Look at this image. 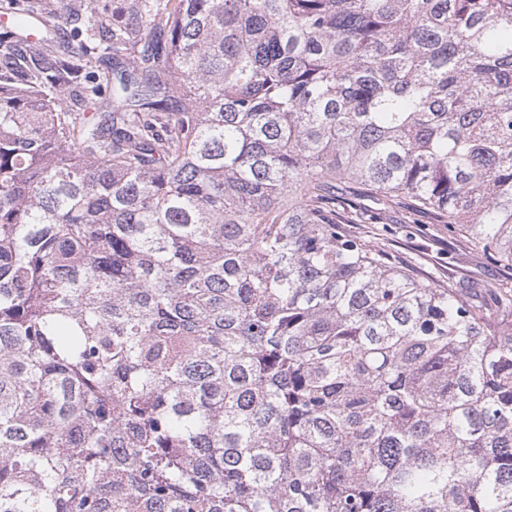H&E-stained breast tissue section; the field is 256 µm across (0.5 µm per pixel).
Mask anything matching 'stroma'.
<instances>
[{
	"instance_id": "stroma-1",
	"label": "stroma",
	"mask_w": 512,
	"mask_h": 512,
	"mask_svg": "<svg viewBox=\"0 0 512 512\" xmlns=\"http://www.w3.org/2000/svg\"><path fill=\"white\" fill-rule=\"evenodd\" d=\"M351 230L393 253L401 266L419 278L462 293L512 284V271L471 251L463 239L446 232L441 225L428 223L426 216L407 224L401 212H386L381 214L379 223L355 224Z\"/></svg>"
}]
</instances>
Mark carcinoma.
Here are the masks:
<instances>
[{
	"label": "carcinoma",
	"instance_id": "1",
	"mask_svg": "<svg viewBox=\"0 0 512 512\" xmlns=\"http://www.w3.org/2000/svg\"><path fill=\"white\" fill-rule=\"evenodd\" d=\"M128 2L3 11L0 512H512V289L345 229L512 270V0ZM403 214L386 212L372 220L379 224H347L346 228L393 253L401 266L419 278L457 288L467 295L479 293L483 288L512 285L510 270L471 251L463 239L448 234L441 224H427L429 219L421 214L412 216L411 220L422 224H400L408 221Z\"/></svg>",
	"mask_w": 512,
	"mask_h": 512
}]
</instances>
